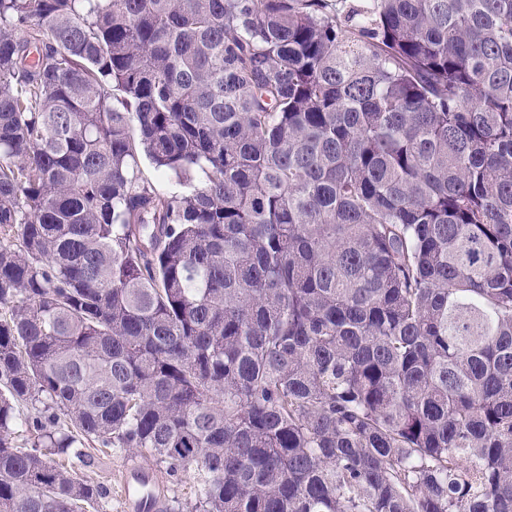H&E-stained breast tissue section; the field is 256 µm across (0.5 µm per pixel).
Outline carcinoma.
<instances>
[{"label":"carcinoma","mask_w":512,"mask_h":512,"mask_svg":"<svg viewBox=\"0 0 512 512\" xmlns=\"http://www.w3.org/2000/svg\"><path fill=\"white\" fill-rule=\"evenodd\" d=\"M95 445L168 512H512V0H0V512Z\"/></svg>","instance_id":"carcinoma-1"}]
</instances>
